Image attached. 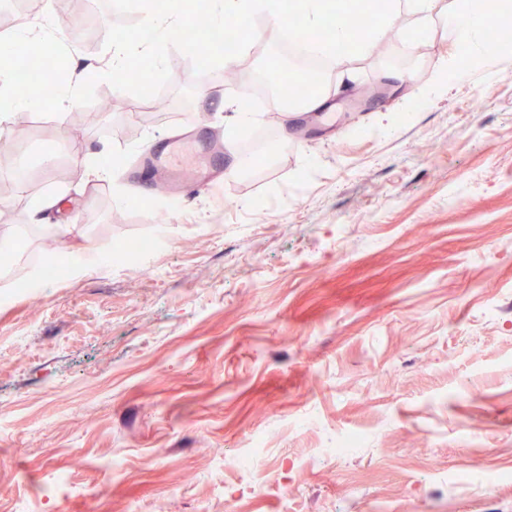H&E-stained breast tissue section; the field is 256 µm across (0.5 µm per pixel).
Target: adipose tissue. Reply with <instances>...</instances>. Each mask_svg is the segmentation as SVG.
<instances>
[{"label":"adipose tissue","instance_id":"obj_1","mask_svg":"<svg viewBox=\"0 0 512 512\" xmlns=\"http://www.w3.org/2000/svg\"><path fill=\"white\" fill-rule=\"evenodd\" d=\"M404 9L419 15L421 21L440 17L447 21L455 34L456 49L472 60L493 59L499 53L496 44L487 42L483 36L487 21L480 0H464L463 6H456L453 0H404ZM44 39L46 46L63 48L61 26L33 25L14 31L0 41V135L10 131L16 112L38 108L41 99L36 95L20 96L15 91L13 70L9 64L11 47L29 37Z\"/></svg>","mask_w":512,"mask_h":512}]
</instances>
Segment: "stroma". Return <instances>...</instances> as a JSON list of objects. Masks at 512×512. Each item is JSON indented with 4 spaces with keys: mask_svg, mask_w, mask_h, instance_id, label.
Listing matches in <instances>:
<instances>
[{
    "mask_svg": "<svg viewBox=\"0 0 512 512\" xmlns=\"http://www.w3.org/2000/svg\"><path fill=\"white\" fill-rule=\"evenodd\" d=\"M266 32L205 78L170 50L163 112L101 81L98 123L16 114L9 279L83 245L156 248L0 287V512H512V486L480 481L512 469V51L446 75L447 23L398 12L369 52L331 61L335 122L265 103L253 152L224 103ZM185 129L237 148L179 206L127 167ZM113 153L125 167L87 181L86 155ZM351 428L358 450L320 455ZM256 434L267 451L238 470ZM63 205V199L60 197L48 200H39L24 212L21 217V222L23 224H40L44 219L43 214L47 210L57 209Z\"/></svg>",
    "mask_w": 512,
    "mask_h": 512,
    "instance_id": "stroma-1",
    "label": "stroma"
}]
</instances>
